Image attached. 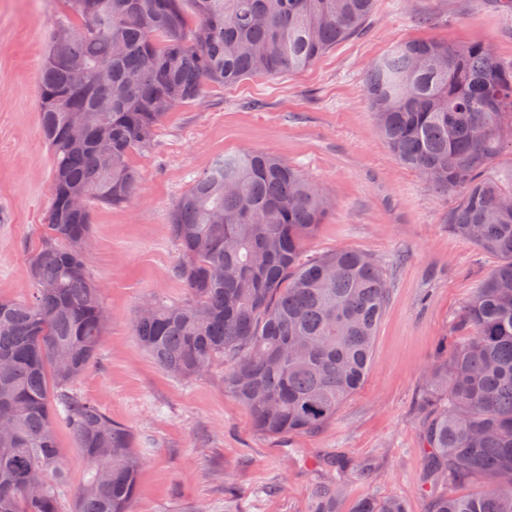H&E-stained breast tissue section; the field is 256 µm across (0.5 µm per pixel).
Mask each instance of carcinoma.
I'll use <instances>...</instances> for the list:
<instances>
[{
	"label": "carcinoma",
	"instance_id": "1",
	"mask_svg": "<svg viewBox=\"0 0 512 512\" xmlns=\"http://www.w3.org/2000/svg\"><path fill=\"white\" fill-rule=\"evenodd\" d=\"M376 0H63L40 74L39 125L52 156L50 205L27 258L31 292L0 298V512H130L142 459L131 430L75 389L107 324L84 241L94 207L133 202L135 152L208 85L299 73L358 36ZM377 130L405 167L456 195L448 227L498 259L460 315L462 336L424 375L428 512H512V63L482 42H401L364 76ZM76 113L84 137L66 133ZM82 195L85 206L70 199ZM335 200L296 166L251 149L214 159L166 224L182 302L147 299L141 347L190 381L224 362V389L255 429L319 430L362 385L390 299L382 267L353 249L307 256ZM64 427L90 465L64 508ZM479 477L471 496L448 483ZM341 488L311 512H336ZM354 512H406L367 497Z\"/></svg>",
	"mask_w": 512,
	"mask_h": 512
}]
</instances>
